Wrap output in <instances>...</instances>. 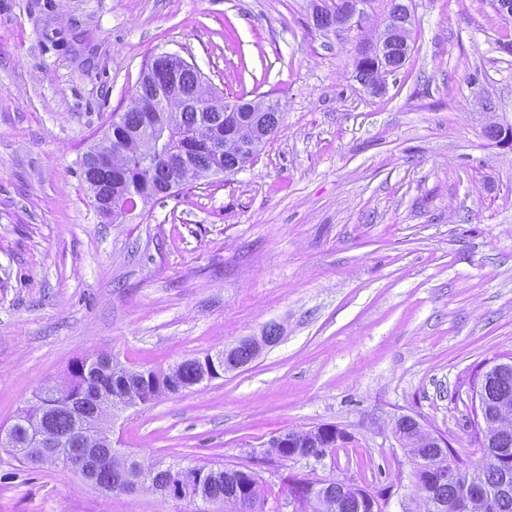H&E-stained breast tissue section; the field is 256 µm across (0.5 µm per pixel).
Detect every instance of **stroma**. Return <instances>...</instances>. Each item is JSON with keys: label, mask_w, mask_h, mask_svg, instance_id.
Returning <instances> with one entry per match:
<instances>
[{"label": "stroma", "mask_w": 512, "mask_h": 512, "mask_svg": "<svg viewBox=\"0 0 512 512\" xmlns=\"http://www.w3.org/2000/svg\"><path fill=\"white\" fill-rule=\"evenodd\" d=\"M387 2L340 32L308 0H0V426L74 360L164 368L278 322L247 367L120 414V448L256 467L264 512L291 473L423 512L404 415L480 461L472 382L512 354V140L484 132L512 126V20L416 0L410 54L374 94L355 60ZM165 52L282 119L234 175L111 224L81 162ZM322 424L349 439L320 464L263 461L272 436ZM192 510L0 450V512Z\"/></svg>", "instance_id": "stroma-1"}]
</instances>
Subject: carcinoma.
<instances>
[{
	"label": "carcinoma",
	"mask_w": 512,
	"mask_h": 512,
	"mask_svg": "<svg viewBox=\"0 0 512 512\" xmlns=\"http://www.w3.org/2000/svg\"><path fill=\"white\" fill-rule=\"evenodd\" d=\"M167 65L163 56L154 57L148 72L143 74L141 84L148 80L162 82L166 78ZM182 84L193 91L197 104L191 105L180 98H171L164 105L166 120L161 134L148 133L142 129L143 114L152 112L156 103L146 94L133 90L128 110L121 116V123L112 126V140L119 147L103 161H97L92 153L85 154L82 162V177L88 189L97 196L108 198L140 191L143 183L155 187L174 184L178 187L213 175V158L204 144L197 145L194 152V165L190 169H179L169 164L164 157L157 140H166L180 132L196 131L200 139L208 137L201 128L202 112L211 115H224V97L216 94L202 80L199 71L189 65L181 73ZM256 125L275 130L281 119L279 103H274L264 112L254 113ZM251 124L241 122L234 128L224 130V152L219 164L223 175L228 177L237 173L254 154L261 144L245 150L242 144L250 139ZM203 367L196 358L177 364L176 384L191 386L201 380ZM157 370L143 369L134 377L124 374V367H104L97 372L85 367V360L76 361L67 379L57 386L45 390L38 401L19 409L10 432L13 442L26 439V423L38 420L48 432L59 438V446L31 448L24 455L17 454L16 448L0 446V449L12 453L24 465L32 468L52 467L62 464L70 449L71 442L82 430H91V426H105L112 419V395L132 385L143 390L144 403L148 404L162 398L159 389L163 382L156 378ZM489 401L506 400L512 405V367L507 368L493 378L486 387ZM507 428L498 433L492 444L477 441L482 457L487 459L481 472L479 485L474 494L485 491L493 497V512H512V414L505 419ZM327 437L309 443L307 441L289 448H274L273 455L288 460L291 457L317 455L326 451ZM87 446L97 452V465L92 473L95 485L122 487L133 483L137 476L133 462L124 459L115 448H98L95 439L88 438ZM424 465L416 470L417 484L424 492L423 501L426 512H456L459 499L463 495L462 481L466 476L459 470L448 468V462L438 448L419 449ZM168 466L157 462L148 466L144 488H161L165 485ZM248 479L236 468H214L206 474L202 483L203 496L225 500L241 487ZM370 505L350 492L338 491L336 507L333 512H368Z\"/></svg>",
	"instance_id": "carcinoma-1"
}]
</instances>
